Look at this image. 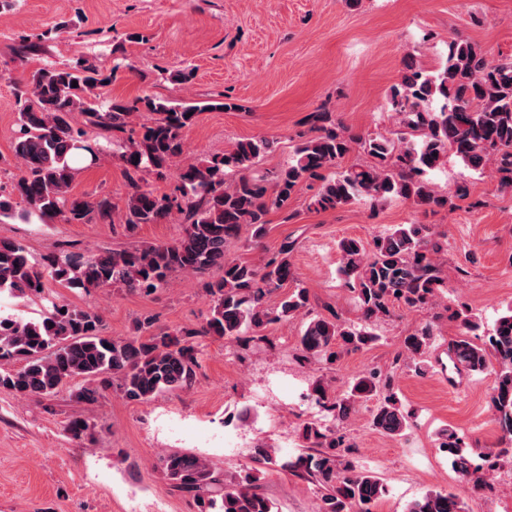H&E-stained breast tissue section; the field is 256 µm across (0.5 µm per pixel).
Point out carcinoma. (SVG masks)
<instances>
[{
    "label": "carcinoma",
    "instance_id": "cac0c4a2",
    "mask_svg": "<svg viewBox=\"0 0 512 512\" xmlns=\"http://www.w3.org/2000/svg\"><path fill=\"white\" fill-rule=\"evenodd\" d=\"M123 63L109 73L80 60L74 65L46 63L32 78L16 86L17 127L13 152L21 166L10 194H0V223L19 218L40 221L58 218L66 224H112L114 205L106 194L75 196L72 184L78 155L96 163L104 155L125 167L131 192L123 223L160 224L181 215L186 227L171 242L131 249L100 248L86 255L52 252L37 260L26 246L0 237V296L42 294L48 284L86 292L128 289L155 291L169 285L176 273L202 274L222 269L208 284L212 304L197 329H155L141 326L143 335L111 337L91 308L78 309L50 301L37 318L0 314V389L20 400L54 394L78 379H101V385H81L74 396L97 402L101 390L114 387L129 402L144 403L155 396L188 389L200 367L199 350L190 336H217L229 342L245 337L265 339L272 323L309 311V291L297 286L275 307L266 298L295 280L290 255L294 242L285 240L262 265L232 258L227 246L243 229L258 243L266 233L267 215L281 209L306 188L314 190L310 205L335 209L356 201L399 198L419 208L445 206L425 175L454 154L470 170L490 173L502 189H512V56L497 61L477 43L453 39L440 66L426 70L406 63L400 81L390 90L389 105L398 116L397 137L361 136L331 113L318 109L306 118L310 135L298 143L288 165L271 177H255L252 170L271 143L247 139L222 156L180 168L174 192L157 193L143 187L145 176H166L185 152L184 134L201 107L171 104L150 95L132 100L105 99L96 93L104 82L117 79ZM78 86H73V83ZM79 112L86 126L109 134L106 142L92 141L87 131L72 124ZM152 115L139 129L131 118ZM370 155L369 165L341 166L354 148ZM320 182L313 188L314 182ZM339 271L359 303V321L346 322L334 313L312 316L300 336L303 357L309 362L337 361L377 340L372 326L398 302L409 309L436 303L445 287L437 254L440 242L431 239L425 224L398 225L369 242L343 238L337 244ZM448 320L458 323L461 336L451 345V358L468 374L494 377L492 407L506 437H512V310L499 316L478 344L469 333L477 328L464 308L446 307ZM434 332L429 323L404 339L406 357L422 358ZM316 402L334 420L349 419L354 404L377 397L371 413L375 430L400 436L412 413L399 404L394 377L370 372L350 382L345 394L327 403V390L314 389ZM308 451L281 467L317 488L318 512H372L385 487L373 473L356 466L353 444L340 429L308 422L302 427ZM440 447L453 457L454 469L479 489L492 490L490 472L504 451L482 454L475 466L463 453L462 441L450 430ZM164 478L193 498L199 512H278L260 492L252 472L228 476L198 457L168 453L160 458ZM406 512H464L448 492L429 491L408 504Z\"/></svg>",
    "mask_w": 512,
    "mask_h": 512
}]
</instances>
